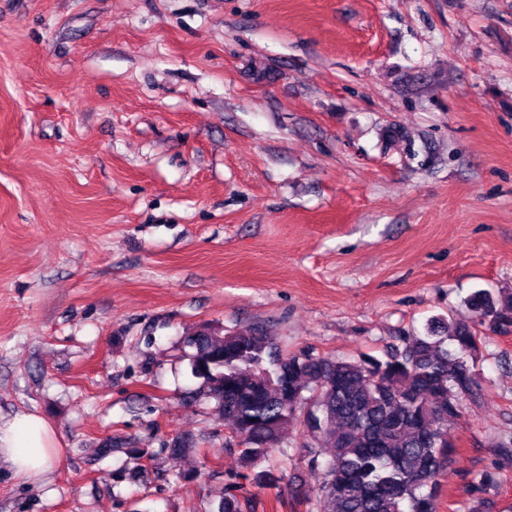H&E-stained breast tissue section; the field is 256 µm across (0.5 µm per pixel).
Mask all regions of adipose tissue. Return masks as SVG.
Returning a JSON list of instances; mask_svg holds the SVG:
<instances>
[{"label":"adipose tissue","instance_id":"ef3b65f1","mask_svg":"<svg viewBox=\"0 0 512 512\" xmlns=\"http://www.w3.org/2000/svg\"><path fill=\"white\" fill-rule=\"evenodd\" d=\"M60 459L56 435L43 417L22 413L0 423V463H6L16 477L36 478Z\"/></svg>","mask_w":512,"mask_h":512}]
</instances>
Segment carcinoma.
Instances as JSON below:
<instances>
[{
    "instance_id": "obj_1",
    "label": "carcinoma",
    "mask_w": 512,
    "mask_h": 512,
    "mask_svg": "<svg viewBox=\"0 0 512 512\" xmlns=\"http://www.w3.org/2000/svg\"><path fill=\"white\" fill-rule=\"evenodd\" d=\"M501 299L478 290L466 306L507 331L512 295L505 305ZM183 343L194 350L192 373L204 379L201 396L215 401L228 422L227 444L255 469L257 484L278 483L273 452L299 427L311 466L326 457L311 512H436L437 477L454 448L448 417L476 385L479 337L468 324L434 318L424 335L405 338L383 359L274 356L257 328L196 333ZM496 485L495 473L483 474L470 512H485L481 493ZM248 509L229 490L216 512Z\"/></svg>"
}]
</instances>
